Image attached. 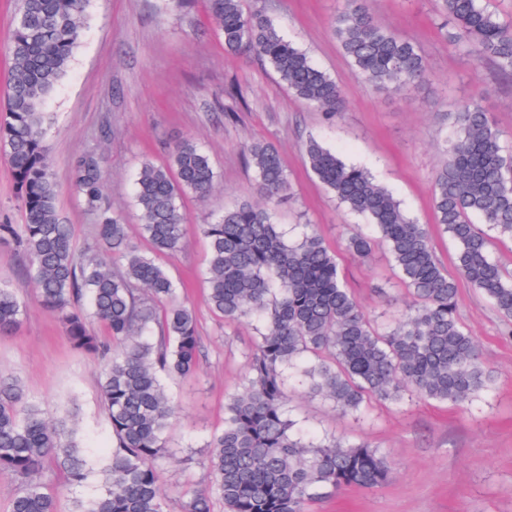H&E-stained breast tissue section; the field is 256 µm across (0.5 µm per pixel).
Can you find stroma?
<instances>
[{"mask_svg": "<svg viewBox=\"0 0 512 512\" xmlns=\"http://www.w3.org/2000/svg\"><path fill=\"white\" fill-rule=\"evenodd\" d=\"M246 10L264 11L340 84L348 106L326 121L287 89L272 69L225 52L213 29L206 0H90L88 23L70 71L50 97L54 120L48 145L56 206L71 226L76 249L91 242L96 217L73 187L74 160L97 153L105 171L103 194L122 212L132 237L139 216L132 180L143 160L164 162L168 149L191 137L207 152L217 184L207 201L186 197L189 217L182 248L164 257L179 297L197 315L201 353L195 375L171 382L178 405L167 433L176 461L163 465L159 480L168 512H179L188 489L204 486L203 460L212 434L224 426V401L244 380V353L255 322L226 324L206 304L203 272L208 243L201 224L225 207L257 197L244 142L275 144L288 171L289 195L276 208L277 222L298 235L316 225L339 252L347 282L365 312L391 316L402 306L388 254L376 249L365 260L344 252L348 227L360 217L339 207L309 173L302 148L314 138L350 164L367 169L400 199L419 223L433 224V178L446 156L440 130L446 116L474 101L512 138V78L488 61L465 63L433 25L435 0H370L375 17L415 41L427 63L421 91L384 96L351 71L330 23L344 0H243ZM239 85L247 105L227 122L224 96ZM0 282L25 306L20 328L0 335V373L21 378L46 416L76 407L83 442L93 459L109 441L99 390L100 364L74 350L55 317L36 299L35 287L14 245L0 243ZM459 313L477 336L481 357L496 371L491 393L461 409L419 400L369 406L364 416L341 417L322 399L293 396L294 416L319 433L366 439L387 452L396 473L372 489L348 488L310 512H512V335L495 311L467 283H460Z\"/></svg>", "mask_w": 512, "mask_h": 512, "instance_id": "stroma-1", "label": "stroma"}]
</instances>
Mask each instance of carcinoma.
I'll use <instances>...</instances> for the list:
<instances>
[{"label": "carcinoma", "mask_w": 512, "mask_h": 512, "mask_svg": "<svg viewBox=\"0 0 512 512\" xmlns=\"http://www.w3.org/2000/svg\"><path fill=\"white\" fill-rule=\"evenodd\" d=\"M87 0H16L8 47L11 68L0 125V154L13 171L24 223L0 224L27 264L41 305L54 314L73 347L103 367L100 392L111 446L99 466L84 453L76 415L47 418L16 377H0V473L21 480L10 512H57L41 475L46 463L80 486L95 476L99 491L75 501L74 512H166L158 468L170 462L166 434L176 414L168 381L193 374L199 339L193 308L178 301L159 262L181 249L188 217L183 196L207 198L216 172L192 139L169 150L166 163L144 160L133 202L150 250L131 240L122 214L103 201V169L95 153L79 156L73 181L97 217L96 236L77 252L70 225L56 208L47 142V99L67 75L80 44ZM438 29L467 62L489 60L512 76V18L487 0H436ZM224 50L268 64L298 99L338 117L346 99L336 80L288 40L263 12L243 0H208ZM353 72L377 91L420 90L427 65L418 45L382 25L368 0H347L332 20ZM447 158L436 172L435 223L457 247L459 275L512 325V272L492 253L493 238L512 240V141L489 112L464 104L448 114ZM261 200L224 208L201 225L208 240L207 303L227 322L260 323L245 356L246 383L224 403V429L207 444L209 483L185 492L180 512H309L349 487L372 489L395 475L388 456L366 441L311 433L289 403L295 389L356 416L375 399L398 405L409 397L464 407L489 393L497 376L480 360L479 343L462 322L457 285L436 257L427 225L371 175L346 164L320 141L304 153L314 177L334 200L368 222L348 250L368 257L381 245L412 296L400 316L370 318L348 287L336 255L318 229L286 238L275 205L290 190L282 156L271 143L243 145ZM481 217L486 228L474 224ZM24 305L0 285V334L22 323ZM102 323L108 335L92 332Z\"/></svg>", "instance_id": "cac0c4a2"}]
</instances>
